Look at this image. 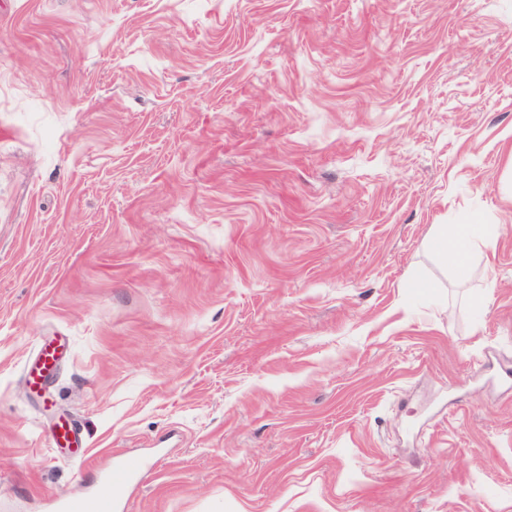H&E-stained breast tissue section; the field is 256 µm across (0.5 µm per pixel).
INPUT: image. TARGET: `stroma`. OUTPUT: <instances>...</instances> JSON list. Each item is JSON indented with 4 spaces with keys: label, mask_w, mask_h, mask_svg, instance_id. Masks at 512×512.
<instances>
[{
    "label": "stroma",
    "mask_w": 512,
    "mask_h": 512,
    "mask_svg": "<svg viewBox=\"0 0 512 512\" xmlns=\"http://www.w3.org/2000/svg\"><path fill=\"white\" fill-rule=\"evenodd\" d=\"M506 367L512 0H0V512H512ZM483 227V224H456L448 231V226H445L438 230L432 246L440 257L447 261L449 257L461 266L473 244L480 242L487 249L494 246L493 237H488L487 231L481 233ZM145 470V463L140 457L127 456L115 468L107 471L104 483L99 494L86 501H66L63 507L69 511L77 512H111L114 503V488L134 480Z\"/></svg>",
    "instance_id": "obj_1"
}]
</instances>
